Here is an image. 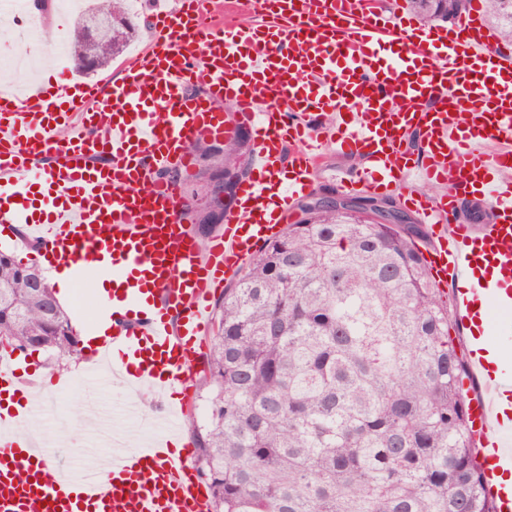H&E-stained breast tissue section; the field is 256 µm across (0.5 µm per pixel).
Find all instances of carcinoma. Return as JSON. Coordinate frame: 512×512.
Segmentation results:
<instances>
[{
    "label": "carcinoma",
    "mask_w": 512,
    "mask_h": 512,
    "mask_svg": "<svg viewBox=\"0 0 512 512\" xmlns=\"http://www.w3.org/2000/svg\"><path fill=\"white\" fill-rule=\"evenodd\" d=\"M130 0H89L65 40L79 72L108 67L139 23ZM512 41V0H484ZM423 22L470 0H406ZM191 195L214 175L229 196L251 148L238 135L194 146ZM230 204L187 208L206 238ZM214 306L196 380L208 417L184 416L206 512H492L468 413L467 363L450 299L418 247L420 225L387 224L333 199L301 201ZM39 268L0 252V347L78 353L71 320Z\"/></svg>",
    "instance_id": "cac0c4a2"
}]
</instances>
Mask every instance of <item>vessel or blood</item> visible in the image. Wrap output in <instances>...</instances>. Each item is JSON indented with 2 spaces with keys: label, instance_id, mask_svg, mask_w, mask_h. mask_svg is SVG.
<instances>
[{
  "label": "vessel or blood",
  "instance_id": "1",
  "mask_svg": "<svg viewBox=\"0 0 512 512\" xmlns=\"http://www.w3.org/2000/svg\"><path fill=\"white\" fill-rule=\"evenodd\" d=\"M480 6L450 26L396 24L372 0H182L152 15L159 36L129 59L120 81L0 87V224L26 226L49 262L110 275L114 349L143 367L113 379L152 388L165 436L141 448L100 435L112 451L103 469L48 479V451L17 435L39 412L16 355L0 359V512H205L208 495L173 449L172 423L189 408L192 362L212 329V301L264 241L292 201L309 191L329 149L360 157L336 176L344 191L403 187V203L426 224V262L453 284L457 328L478 345L464 380L475 439L512 464V369L486 366L491 346L512 342V325L489 323V305L512 306V50L490 48ZM250 129L257 166L221 234L200 244L182 222L186 205L171 168L190 169L192 147ZM65 138H58V130ZM422 143L420 160L403 151ZM444 185L430 196L411 173ZM491 215L457 218L462 200ZM469 278L470 288L456 286Z\"/></svg>",
  "mask_w": 512,
  "mask_h": 512
}]
</instances>
